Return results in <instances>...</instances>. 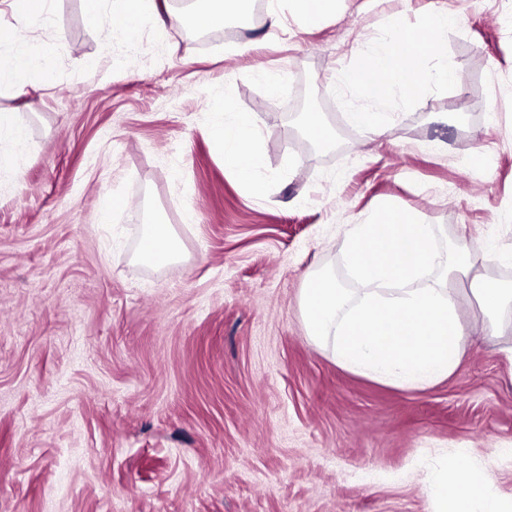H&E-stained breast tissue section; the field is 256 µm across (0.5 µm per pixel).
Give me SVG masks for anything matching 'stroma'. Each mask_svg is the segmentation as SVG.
Segmentation results:
<instances>
[{
	"label": "stroma",
	"mask_w": 512,
	"mask_h": 512,
	"mask_svg": "<svg viewBox=\"0 0 512 512\" xmlns=\"http://www.w3.org/2000/svg\"><path fill=\"white\" fill-rule=\"evenodd\" d=\"M440 8L455 80L380 106L339 83L389 20ZM269 9L108 44L82 0H53L42 84L0 89L28 137L0 175V512H433L451 459L512 496V333L474 332L451 377L398 388L340 366L301 312L309 271L359 294L344 238L386 202L440 246L482 241L475 275L512 283V0H340L314 26L279 0L277 28ZM308 92L331 143L301 131ZM220 99L260 119L262 193L213 147ZM157 218L185 259L138 260ZM351 120L370 137L380 138L386 134L387 129L377 113L358 110L351 112Z\"/></svg>",
	"instance_id": "1"
}]
</instances>
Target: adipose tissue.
<instances>
[{
    "mask_svg": "<svg viewBox=\"0 0 512 512\" xmlns=\"http://www.w3.org/2000/svg\"><path fill=\"white\" fill-rule=\"evenodd\" d=\"M191 14L161 12L156 0H84L91 22L102 24L107 40L131 39L141 24L155 21L165 30L193 24L202 29L223 26L232 11L247 8L249 0H195ZM15 27H0V86L24 93L40 83L54 54L51 43L32 39L15 42L16 27L33 28L49 9V0H10ZM454 15L433 12L421 30L393 26L366 64L344 72L341 83L362 97L382 100L392 92L416 91L415 73L423 55L444 60V36ZM259 121L226 104L216 105L210 137L225 168L252 190H259L253 164L244 160ZM436 230L416 214L394 205L382 206L369 222L352 225L344 242V260L362 284V296L352 301L335 278L310 274L305 280L302 307L312 341L332 345L343 367L377 381L422 387L448 378L457 369L469 334L457 315L455 288L438 282L416 287L422 272L439 268L465 272L480 259L477 245L457 241L452 249L436 247ZM178 259L182 242L172 225H146L138 256L150 262L156 253ZM472 295L477 307L473 322L486 335L504 331L503 315L512 309V284L480 280ZM437 512H512V500L485 495L487 476L473 471L453 478L435 476Z\"/></svg>",
    "mask_w": 512,
    "mask_h": 512,
    "instance_id": "1",
    "label": "adipose tissue"
}]
</instances>
